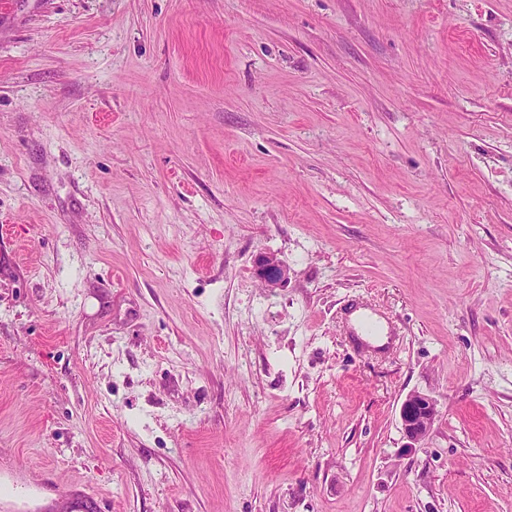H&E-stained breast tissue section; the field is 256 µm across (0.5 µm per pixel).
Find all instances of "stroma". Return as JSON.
Returning a JSON list of instances; mask_svg holds the SVG:
<instances>
[{
  "label": "stroma",
  "instance_id": "35a3bbf8",
  "mask_svg": "<svg viewBox=\"0 0 512 512\" xmlns=\"http://www.w3.org/2000/svg\"><path fill=\"white\" fill-rule=\"evenodd\" d=\"M71 485L512 512V0H0V512ZM254 272L267 287L278 288L288 281L290 270L276 254L266 253L254 259ZM437 416L436 400L420 392L406 397L400 408V419L404 434L410 441L407 448L412 450L429 434Z\"/></svg>",
  "mask_w": 512,
  "mask_h": 512
}]
</instances>
